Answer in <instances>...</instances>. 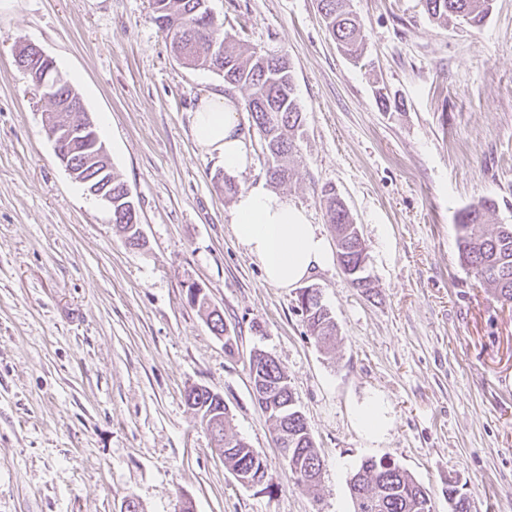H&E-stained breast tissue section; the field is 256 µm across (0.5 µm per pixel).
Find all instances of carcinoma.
Returning a JSON list of instances; mask_svg holds the SVG:
<instances>
[{"label": "carcinoma", "instance_id": "carcinoma-1", "mask_svg": "<svg viewBox=\"0 0 512 512\" xmlns=\"http://www.w3.org/2000/svg\"><path fill=\"white\" fill-rule=\"evenodd\" d=\"M493 0H425L428 17L441 24L455 18L474 28L481 27L492 8ZM155 22L170 42L172 51L184 64L208 67L221 74L224 82L246 92L243 109L262 136L268 152L267 175L276 183L292 179L289 158L293 154L296 132L302 124L301 110L294 96V78L286 57L264 59V54L243 51L229 45L224 29L207 11L200 0H153ZM318 9L326 28L340 49L353 59L364 52L365 35L351 0H318ZM177 22V35L170 25ZM217 44L223 55L216 64H207L201 50L209 42ZM327 221L336 241L344 248L338 254L346 257L353 274L355 288L370 290L369 277L364 275L366 256L355 246L352 222L348 211L336 193V188L321 190ZM495 208V202L484 199L463 208L456 216L458 250L461 263L474 277L493 288L502 304H512V224H502L494 233L484 230V217ZM132 207L125 199V183L112 176V223L134 247L142 245L131 223ZM211 330L224 334V319L210 308L206 298L198 301ZM307 331L316 341L325 343L335 338L336 323L324 304H300ZM250 376L254 394L266 400L268 418L278 433L288 435V456L284 458L288 472L299 486L315 490L314 477L323 469L324 461L314 446L303 415L295 408L287 375L273 360L258 353L250 359ZM187 406L200 415L208 430L216 433L217 446L231 470H239L253 481L266 478L267 464L249 444L228 434L230 416L227 409L203 386L186 390ZM353 512H433L428 493L395 461L370 457L362 461L350 479ZM449 512H470L469 498L455 483L448 484Z\"/></svg>", "mask_w": 512, "mask_h": 512}]
</instances>
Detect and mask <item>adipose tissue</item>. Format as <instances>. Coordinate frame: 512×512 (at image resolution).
<instances>
[{"label":"adipose tissue","mask_w":512,"mask_h":512,"mask_svg":"<svg viewBox=\"0 0 512 512\" xmlns=\"http://www.w3.org/2000/svg\"><path fill=\"white\" fill-rule=\"evenodd\" d=\"M190 121L198 146L217 155L227 175L238 177L248 171L251 148L237 99L211 94L199 101ZM231 215L237 244L260 265L265 282L273 287L296 288L336 261V250L318 225L310 223L302 208L265 183L239 190Z\"/></svg>","instance_id":"1"}]
</instances>
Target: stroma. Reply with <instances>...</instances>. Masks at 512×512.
Returning a JSON list of instances; mask_svg holds the SVG:
<instances>
[{"label":"stroma","instance_id":"1","mask_svg":"<svg viewBox=\"0 0 512 512\" xmlns=\"http://www.w3.org/2000/svg\"><path fill=\"white\" fill-rule=\"evenodd\" d=\"M209 5L233 43L288 58L303 125L295 176L275 190L326 232L321 189L335 186L372 290L337 264L310 277L337 325L323 345L298 290L264 281L233 236L224 167L190 129L199 100L227 86L176 60L150 0H0V512H120L127 497L143 512H352L349 481L371 456L405 469L434 512H448L452 480L473 512H512V307L461 265L455 223L491 199L486 230L512 224V0L477 30L433 22L423 0H352L357 63L316 0ZM20 40L98 123L144 247L57 160ZM380 88L399 110L383 111ZM257 351L286 373L324 461L316 491L275 446L250 379ZM195 385L223 396L232 433L266 458L264 485L235 480L184 401ZM376 394L391 426L371 442L353 408Z\"/></svg>","mask_w":512,"mask_h":512}]
</instances>
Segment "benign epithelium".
Instances as JSON below:
<instances>
[{
  "label": "benign epithelium",
  "mask_w": 512,
  "mask_h": 512,
  "mask_svg": "<svg viewBox=\"0 0 512 512\" xmlns=\"http://www.w3.org/2000/svg\"><path fill=\"white\" fill-rule=\"evenodd\" d=\"M39 59L40 80L39 90L47 99H55V90L67 85L64 74L58 69L52 57L47 55L40 47L31 45ZM79 117L69 125L56 123L55 114L44 113V124L49 139L53 142L55 155L60 164L73 177V179L85 186L86 191L100 200L107 208H112V171L107 148L101 142L91 116L83 112L79 107H74ZM79 141L83 143V150L87 162L96 164L97 173L87 178L82 174V169L75 166L71 158L70 145Z\"/></svg>",
  "instance_id": "benign-epithelium-1"
}]
</instances>
